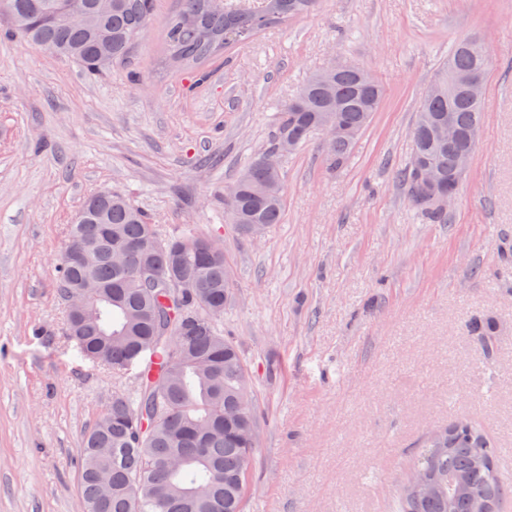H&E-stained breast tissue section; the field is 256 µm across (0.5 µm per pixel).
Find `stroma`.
<instances>
[{
	"label": "stroma",
	"mask_w": 512,
	"mask_h": 512,
	"mask_svg": "<svg viewBox=\"0 0 512 512\" xmlns=\"http://www.w3.org/2000/svg\"><path fill=\"white\" fill-rule=\"evenodd\" d=\"M178 0H157L128 57L91 76L0 33V512H86L81 440L133 388L63 329L59 257L84 200L126 195L163 235L219 238L224 334L261 430L244 512H392L434 427L464 417L512 448V0H319L198 70L167 58ZM489 56L480 143L444 224L397 180L419 101L462 39ZM350 62L385 97L350 162L315 133L282 161L281 223L251 239L224 191L310 73ZM496 324L487 356L473 316Z\"/></svg>",
	"instance_id": "obj_1"
}]
</instances>
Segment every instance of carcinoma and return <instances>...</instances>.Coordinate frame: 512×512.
Returning <instances> with one entry per match:
<instances>
[{"instance_id": "obj_1", "label": "carcinoma", "mask_w": 512, "mask_h": 512, "mask_svg": "<svg viewBox=\"0 0 512 512\" xmlns=\"http://www.w3.org/2000/svg\"><path fill=\"white\" fill-rule=\"evenodd\" d=\"M318 0H181L169 17L165 45L172 63L184 68L210 59L257 33L305 15ZM156 0H112L98 11V0H9L0 11L9 32L58 56L81 64L90 74L99 65L98 39L112 38V61L125 59L148 26ZM67 5L92 16L89 25L60 21ZM489 59L476 39L459 42L437 71L416 112L413 161L397 179L413 206L433 224H443L446 209L421 199L417 166L437 170L439 180L458 188L457 156L475 128L484 124L485 99L474 100L455 75L486 74ZM384 95L383 85L355 64L320 70L273 118V134L263 153L227 189L224 222L249 236L281 222L282 171L261 163L279 144L299 150L316 130L334 142L326 152L330 168H342L369 126ZM339 117L341 131L328 120ZM453 122L457 138L442 132ZM82 210L87 220L70 225L68 240L86 253L81 265L59 263L58 292L69 295L92 282L110 292L108 299L88 297V316L67 313L66 332L81 352L119 371L143 348L150 349L137 383L112 394L104 413L83 440L81 493L87 512H242L249 466L257 441L245 433L259 427L246 363L221 319L210 314L231 301L230 273L224 260L212 261L198 249L173 259L168 244L207 241L203 236L161 238L156 225L116 191L91 194ZM151 239L149 255L134 248L117 264L112 249ZM152 260L158 277L196 280V296L173 295L157 283L137 278ZM467 333L490 356L497 341L488 320L472 318ZM497 448L472 421L459 418L430 432L410 465L397 499V512H503L512 488L496 466Z\"/></svg>"}]
</instances>
